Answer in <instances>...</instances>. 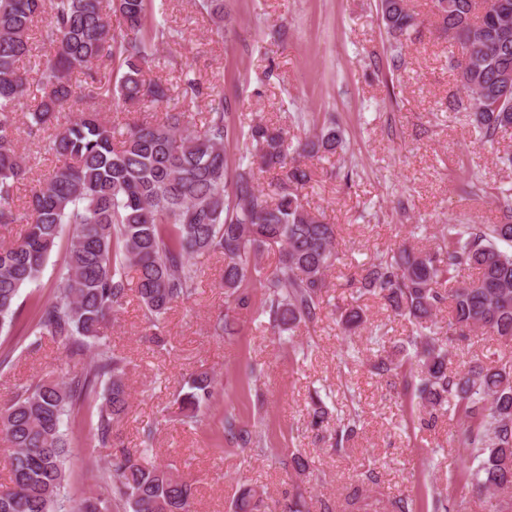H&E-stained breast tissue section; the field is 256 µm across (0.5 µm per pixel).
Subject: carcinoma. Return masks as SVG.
Wrapping results in <instances>:
<instances>
[{"mask_svg": "<svg viewBox=\"0 0 512 512\" xmlns=\"http://www.w3.org/2000/svg\"><path fill=\"white\" fill-rule=\"evenodd\" d=\"M440 28L458 51L457 76L481 139L492 141L512 129V89L502 75L512 72V0H490L476 14L474 0H433ZM216 33L224 32V0H199ZM381 19L402 63L403 39L419 26L407 0H380ZM47 16L43 33L50 50L34 66L37 83L21 65L30 57L31 31ZM178 32L156 22L150 0H0V224L27 225L17 242L0 245V332L22 317L20 291L42 276L49 255L64 249L52 303L37 308L29 331L32 344L45 336L61 344L68 360H90L60 378L19 385L0 406V435L11 448V486L0 490V512H194V489L173 463L151 464L149 449L117 445V428L130 394L128 360L112 351L100 332L137 298L156 327L178 302L197 293L196 255L223 259L225 313L213 331L230 334V314L256 311L280 336L321 312L327 272L339 262L337 228L301 203L294 187L308 181L301 159L334 155L346 146L333 119L314 133L288 143L283 128L257 122L239 129L224 96L211 100L197 125L186 112H167L161 121L144 117L122 131L96 112L80 111L66 123L65 106L101 95L122 102L127 112L171 99L168 84L144 78L157 47ZM84 79L75 78V74ZM27 134L52 130L45 150L54 155L53 173L40 182L24 213L14 209V189L26 175L18 149L17 112L23 100ZM241 142L248 154L231 161L226 146ZM278 170L273 193L255 184L253 165ZM512 224H450L432 251L402 245L376 258L359 281L353 302L339 308L350 333L364 323L359 300L379 297L415 327L402 358L379 355L378 376L403 377L410 401L425 410L430 427L453 412L463 423L457 437L476 466L461 479L486 493L489 512H512V368L478 365L448 372V344L435 330L436 312L452 303L448 335L482 330L512 341ZM278 248L268 271L266 251ZM478 270L476 280L458 284L460 271ZM177 395L183 421L203 422L217 379L195 372ZM87 417L94 448L112 450V463L97 489L80 499L65 496L72 416ZM350 414L335 432L336 448L356 429ZM224 434L242 449L264 452L256 425L224 417ZM297 474L309 469L300 453L279 459ZM265 492L245 486L232 512H262Z\"/></svg>", "mask_w": 512, "mask_h": 512, "instance_id": "1", "label": "carcinoma"}]
</instances>
